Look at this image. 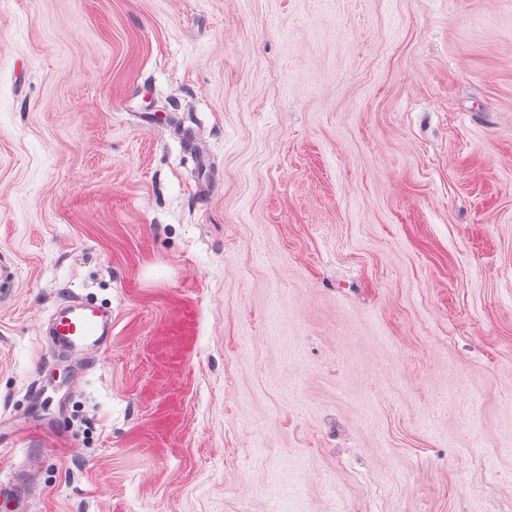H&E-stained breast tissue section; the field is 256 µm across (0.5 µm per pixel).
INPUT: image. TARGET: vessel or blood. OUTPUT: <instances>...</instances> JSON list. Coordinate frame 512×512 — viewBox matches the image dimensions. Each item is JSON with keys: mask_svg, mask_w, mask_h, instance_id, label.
Segmentation results:
<instances>
[{"mask_svg": "<svg viewBox=\"0 0 512 512\" xmlns=\"http://www.w3.org/2000/svg\"><path fill=\"white\" fill-rule=\"evenodd\" d=\"M52 342L79 350H108L112 345V315L96 305L71 296L50 317Z\"/></svg>", "mask_w": 512, "mask_h": 512, "instance_id": "vessel-or-blood-1", "label": "vessel or blood"}]
</instances>
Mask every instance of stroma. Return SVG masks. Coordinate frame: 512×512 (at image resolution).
<instances>
[{
	"mask_svg": "<svg viewBox=\"0 0 512 512\" xmlns=\"http://www.w3.org/2000/svg\"><path fill=\"white\" fill-rule=\"evenodd\" d=\"M20 474L26 512H512V0H0ZM50 322L56 346L79 351H106L112 346V314L77 296L64 299Z\"/></svg>",
	"mask_w": 512,
	"mask_h": 512,
	"instance_id": "obj_1",
	"label": "stroma"
}]
</instances>
